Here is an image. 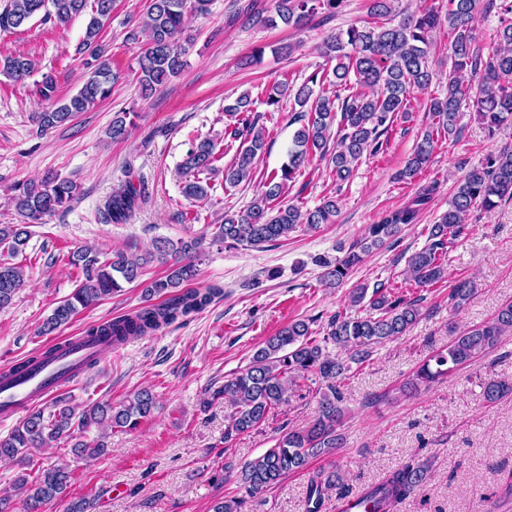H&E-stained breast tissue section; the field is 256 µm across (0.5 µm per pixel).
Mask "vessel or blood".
I'll return each instance as SVG.
<instances>
[{
	"label": "vessel or blood",
	"instance_id": "1",
	"mask_svg": "<svg viewBox=\"0 0 512 512\" xmlns=\"http://www.w3.org/2000/svg\"><path fill=\"white\" fill-rule=\"evenodd\" d=\"M54 345L56 351L51 357L34 358L24 371H14L9 365L0 367L1 419L17 416L47 393L68 390L90 363L98 361L104 349L103 343L84 336L59 338Z\"/></svg>",
	"mask_w": 512,
	"mask_h": 512
}]
</instances>
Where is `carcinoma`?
I'll return each mask as SVG.
<instances>
[{"label":"carcinoma","instance_id":"obj_1","mask_svg":"<svg viewBox=\"0 0 512 512\" xmlns=\"http://www.w3.org/2000/svg\"><path fill=\"white\" fill-rule=\"evenodd\" d=\"M116 0H4L0 5V33L11 32L27 25L39 16L41 22L67 24L73 17L86 15L85 36L76 51L82 57L86 78L71 97L57 100V84L52 74H42L34 82L35 93L54 107L32 115L40 131L64 125L112 94V84L119 72L112 67L101 33L109 21ZM393 0H370L372 21L352 26L330 37L323 54L336 61L331 73H314L297 90L290 89L288 80L278 81L256 101L248 94L225 106L224 111L236 118L234 128L227 133L230 142H239L235 160L224 167V184L236 187L252 180L254 161L265 150L263 129L258 127L255 104L279 108L281 100L294 94L295 101L310 104L300 113L301 127L293 136L288 150V162L280 171L267 174L262 197L246 210L224 212V223L217 225L214 239L230 247L260 249L280 241L300 224L316 228L334 222L338 212L334 195L326 196L312 209L302 210L295 203H285L282 197L290 184L302 174L310 156H329L336 185L350 178L354 166L362 158L376 156L383 149L382 136L392 127L393 117L407 111L411 95L429 85L432 74L428 58L432 33L445 25L451 38L454 68L470 70L475 82L464 88L448 80V92L431 101L429 111L437 118V130L449 137L457 133L458 112L465 97L473 98L486 130L495 134L502 126L512 123V24L503 27L498 39L486 48L474 46L473 31L478 14L491 11L495 0H448L446 10L436 3L420 0L413 12L395 19L391 17ZM342 0H274V14L255 12L248 20L261 25L276 21L301 28L318 11L336 13ZM211 0H149L142 18L128 26L125 41L141 45L137 58V80L141 94L147 97L180 75L187 67L186 49L178 36L188 16H205ZM35 64L25 54L0 57V74L14 82H23L34 73ZM355 75L358 89L342 97L338 92L314 94L313 86L328 84L339 88ZM130 113L116 112L107 135L112 141H122L128 134ZM437 139L434 131L426 132L414 145L412 156L399 179L410 181L430 162ZM224 151L211 138L191 145L182 164L183 195L192 201L208 197L211 186L201 175L217 169ZM434 187L427 186L404 206L389 212L379 224L369 226L364 238L352 244L336 262L321 261L325 268L322 278L329 284H341L363 255L381 247L395 237L402 226L413 223L425 206ZM80 195V185L68 178L48 176L39 183H27L16 188L13 198L15 211L25 219L23 224H0V247L14 257L27 246L30 227L44 217L69 209ZM146 200L144 181L133 174L112 191L101 208L102 218L109 224H125ZM512 200V148L472 169L457 185L448 201V210L428 228L425 245L407 257L406 277L418 287L435 285L446 279L448 248L469 231L468 215L474 209L491 211ZM199 240L159 239L152 251L144 255L115 252L104 260L89 248H77L68 254V264L79 269L81 276L73 291L60 301L42 324V332L52 334L69 324L80 310L95 304L127 285L143 288L147 300L157 297L158 304L142 306L134 312L115 317L86 329L88 336L112 338L119 346L139 336H147L177 321H187L203 311L223 288L211 285L204 290L188 287L197 269L191 261ZM158 260L167 264V274L146 281L145 269ZM24 270L10 262H0V309L8 307L23 286ZM393 285L378 283L373 291L365 286L350 293L351 303L365 305L362 316H347L340 312L328 320L322 338L312 335L309 323L299 320L288 324L269 337L246 368L232 373L212 397L230 399L235 412L227 420L224 438L258 429L275 417L279 409L290 404L291 397L306 402L317 400L313 422L302 429L291 430L260 456L245 463L238 475L242 496L217 502L213 512H241L249 499L279 483L292 473L309 472L305 512H320L325 496L341 485L336 469L309 471L312 459L330 456L342 447L339 433L344 416V380L353 366L371 359L374 349L405 335L419 320V300L408 299L392 291ZM469 279L456 281L448 288V304L458 309L474 294ZM512 330V303L503 306L495 319L484 325L463 331L425 361L406 382L416 390L449 376L458 367L495 351L501 337ZM344 352L334 354L328 345ZM512 395V383L489 380L483 395L492 404ZM156 408L155 395L141 390L126 400L114 404L110 400L87 406L81 415L69 405L67 398L55 396L27 408L26 416L6 436H0V459H31L30 449H41L50 442L71 436L73 424L86 428L92 424L109 428L133 430L149 419ZM108 453V444L100 439L92 447L79 443L74 454L84 460H95ZM429 465L410 460L393 470L380 482L365 489L358 503L363 512H394L427 479ZM72 479L67 465H50L40 469L33 481L18 480L23 512H41L56 500H63Z\"/></svg>","mask_w":512,"mask_h":512}]
</instances>
